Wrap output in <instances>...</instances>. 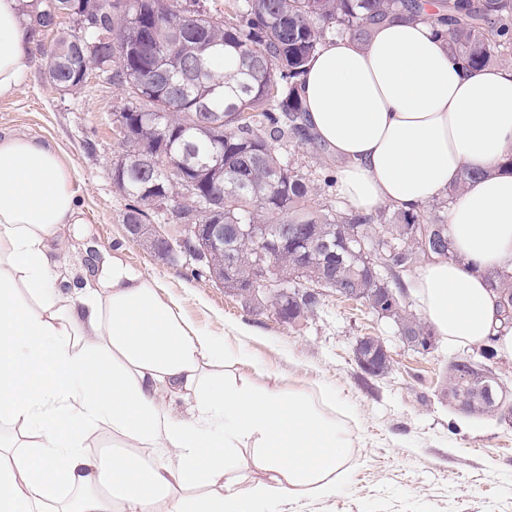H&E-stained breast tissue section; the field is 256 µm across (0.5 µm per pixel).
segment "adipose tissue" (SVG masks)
Returning <instances> with one entry per match:
<instances>
[{
	"instance_id": "ef3b65f1",
	"label": "adipose tissue",
	"mask_w": 512,
	"mask_h": 512,
	"mask_svg": "<svg viewBox=\"0 0 512 512\" xmlns=\"http://www.w3.org/2000/svg\"><path fill=\"white\" fill-rule=\"evenodd\" d=\"M35 43L21 0H0V97ZM300 94L354 210L415 213L479 171L447 213L454 258L421 264L412 287L449 346L512 359L486 284L512 263V68L463 67L427 20L382 23L323 42ZM60 151L0 130V425L21 438L0 440V512H282L334 494L350 448L335 395L241 373L238 330L198 328L122 247L79 296L60 288L56 236L83 221ZM101 428L105 456L87 449Z\"/></svg>"
}]
</instances>
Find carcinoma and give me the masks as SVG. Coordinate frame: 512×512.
I'll list each match as a JSON object with an SVG mask.
<instances>
[{
	"instance_id": "1",
	"label": "carcinoma",
	"mask_w": 512,
	"mask_h": 512,
	"mask_svg": "<svg viewBox=\"0 0 512 512\" xmlns=\"http://www.w3.org/2000/svg\"><path fill=\"white\" fill-rule=\"evenodd\" d=\"M70 0H41L28 14V27L38 37L52 34L53 48L46 73L49 83L79 92L90 75L116 85L127 107L113 113L112 123L126 121L131 136L120 141L129 155L146 150L158 154L155 167L132 162L112 167L115 186L128 197L125 224H153L163 209L148 207V198L185 212L200 211L206 224L224 225V250L210 253L204 269L227 281V288L244 297L255 256L230 234L233 224H265L267 233L293 234L302 226L343 255L336 276L347 279L367 271L359 257L344 253V242L383 235L396 244L397 254L382 249L401 268L425 261L422 236L409 225L441 234L445 224L427 221L391 205L371 212L338 211L327 189L336 178L325 176V189L286 163L270 141L290 138L313 145L303 124L304 105L298 84L305 65L321 43L339 30L364 41L372 26L383 21L415 19L425 10L423 0H225L224 17L214 16L203 0H102L99 23L86 30L58 27L61 16H72ZM431 19L445 28L454 59L480 70L497 62L512 48V0H432ZM222 56L233 68L216 72L210 60ZM196 184L191 191L186 180ZM224 192L221 203L206 204L211 188ZM330 255L318 248L307 259L302 279L323 290L325 263ZM280 274L291 277L299 259L292 249L277 257ZM498 298L504 321H512V270L487 277ZM323 294L297 310L291 300L277 307L249 304L263 313L272 310L291 325L313 316ZM394 317L421 332L433 333L404 299L393 307ZM448 385L464 395L482 386L467 369L448 377Z\"/></svg>"
}]
</instances>
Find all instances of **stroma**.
Returning a JSON list of instances; mask_svg holds the SVG:
<instances>
[{
	"label": "stroma",
	"mask_w": 512,
	"mask_h": 512,
	"mask_svg": "<svg viewBox=\"0 0 512 512\" xmlns=\"http://www.w3.org/2000/svg\"><path fill=\"white\" fill-rule=\"evenodd\" d=\"M45 60L37 51L19 90L0 97V129L55 141L73 172L85 223L58 234L61 281L83 286L85 238L106 249L122 246L125 263L163 280L198 326L219 331L235 324L247 331L248 350L266 382L335 392L336 418L352 440L348 478L334 495L292 500L288 512H512V426L459 411L446 396L448 364L462 357V349L439 338L432 353L419 354L397 339L391 321L333 294L314 316L289 325L193 277L191 260L161 261L129 240L122 224L127 199L112 181L120 150L112 115L127 101L93 76L80 93L60 90L47 81ZM273 148L316 182L324 170L338 168L335 158L305 145L283 139ZM363 336L384 339L391 357L387 374L373 377L357 364L354 346Z\"/></svg>",
	"instance_id": "1"
}]
</instances>
